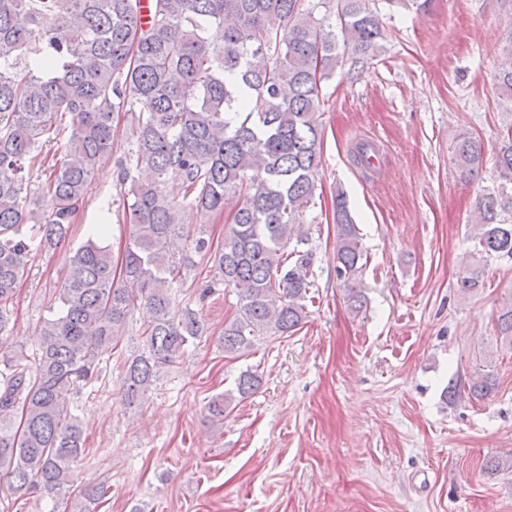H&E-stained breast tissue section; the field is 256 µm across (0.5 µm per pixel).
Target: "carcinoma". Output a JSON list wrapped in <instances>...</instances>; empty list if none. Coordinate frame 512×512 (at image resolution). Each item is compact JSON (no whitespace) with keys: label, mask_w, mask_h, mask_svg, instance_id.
Returning <instances> with one entry per match:
<instances>
[{"label":"carcinoma","mask_w":512,"mask_h":512,"mask_svg":"<svg viewBox=\"0 0 512 512\" xmlns=\"http://www.w3.org/2000/svg\"><path fill=\"white\" fill-rule=\"evenodd\" d=\"M341 2L337 15L317 18L305 0H151L143 24L142 0H0V336L10 332L9 306L32 255L66 239L94 170L112 158L121 112L130 114L129 149L118 178L128 186L122 219L132 226L118 271L103 224L69 257L35 365L22 353L0 360V512L17 495L66 496L86 443L70 395L98 381L136 306L149 321L142 352L126 362L129 406L203 336L199 311L172 306L188 268L169 250L184 210L219 215L226 196L242 198L223 243L186 235L209 255L202 296L220 285L237 296L218 336L225 354H249L305 320L312 252L298 249V224L321 167L320 84L336 69L338 46L367 55L382 39L366 0ZM494 86L512 110V39ZM51 142L54 152L44 151ZM483 156L480 140L457 139L461 179L479 176ZM494 166L512 182V126ZM35 170L46 176L37 187ZM171 170L181 175L173 188ZM478 211L482 251L512 259V195L487 193ZM334 218L336 280L358 312L364 255L340 190ZM497 326L512 346V301ZM261 384L258 371L242 372L235 392L208 402L210 422L224 424L232 403ZM109 490L81 489L82 512Z\"/></svg>","instance_id":"1"}]
</instances>
